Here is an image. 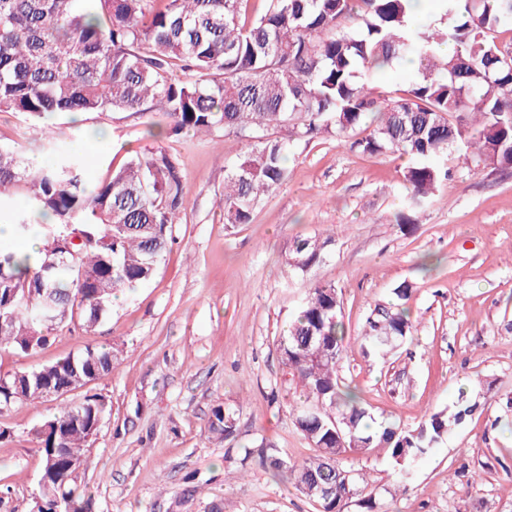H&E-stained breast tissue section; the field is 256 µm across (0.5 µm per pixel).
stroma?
<instances>
[{
    "label": "stroma",
    "mask_w": 512,
    "mask_h": 512,
    "mask_svg": "<svg viewBox=\"0 0 512 512\" xmlns=\"http://www.w3.org/2000/svg\"><path fill=\"white\" fill-rule=\"evenodd\" d=\"M0 146L25 157L82 158L89 184L135 154H172L186 201L153 278L117 293L94 331L72 322L31 353H0V374L35 369L85 347L109 348L115 368L62 401L0 411V512H32L41 471L33 429L60 402L85 392L108 412L86 444L76 483L92 512H316L261 465L266 448L289 461L312 455L290 408L279 343L315 284L335 286L349 347L339 374L376 423L415 429L458 398H477L471 420L399 474L391 451L344 455L364 469L347 512L372 497L382 512H512V167L468 169L455 156L413 224L404 174L414 160L369 154L350 138L321 135L295 146L288 177L252 221L226 226L224 168L247 149L238 133L173 132L160 107L145 112L55 115L38 121L0 112ZM328 239L323 261L288 263L299 237ZM412 333L394 351L364 353L365 321L400 284ZM235 413L229 440L208 438L217 406ZM253 451L244 459V448Z\"/></svg>",
    "instance_id": "stroma-1"
}]
</instances>
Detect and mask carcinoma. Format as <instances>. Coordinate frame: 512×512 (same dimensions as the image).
I'll list each match as a JSON object with an SVG mask.
<instances>
[{"label": "carcinoma", "instance_id": "1", "mask_svg": "<svg viewBox=\"0 0 512 512\" xmlns=\"http://www.w3.org/2000/svg\"><path fill=\"white\" fill-rule=\"evenodd\" d=\"M153 2L0 0V112L35 118L159 106L175 131L237 130L249 147L224 177L221 206L231 227L250 223L257 205L284 183L294 144L322 133L344 136L370 114L377 123L354 147L417 159L404 175L409 206L401 224L417 223L416 213L448 177L430 159L454 153L468 168L512 167V45L493 38L512 21V0H438L443 31L411 23L410 0H269L248 23L241 21L244 0H166L158 9ZM448 40L456 51L446 55L440 45ZM413 58L419 77L402 94L376 91L380 71ZM270 129L287 135L271 137ZM12 187L25 191L29 209L14 217L13 235L28 234L31 215L44 220L35 260L0 249V350L23 353L44 347L49 330L76 318L96 327L112 312L115 292L151 279L186 198L178 163L163 151L131 157L89 192L76 156L35 167L0 147V204ZM68 224L85 238L71 244L74 268L48 249ZM330 241L297 239L289 264L302 270L318 263ZM25 288L44 291L50 305L21 301ZM411 291L403 284L375 306L364 348L394 350L411 333ZM348 346L336 288H308L279 351L301 387L291 407L314 455L290 463L271 453L263 467L318 512H344L366 482L359 470L339 465L340 456L383 443L405 467L479 407L461 399L412 431L394 423L376 428L359 394L339 380ZM114 362L112 350L87 346L50 365L1 375L0 410L48 399L61 387L83 388L112 372ZM106 413V400L87 394L34 430L42 459L56 458L38 483L44 505L90 512L75 473ZM235 431L234 413L214 408L208 437ZM321 487L329 494L320 496Z\"/></svg>", "mask_w": 512, "mask_h": 512}]
</instances>
